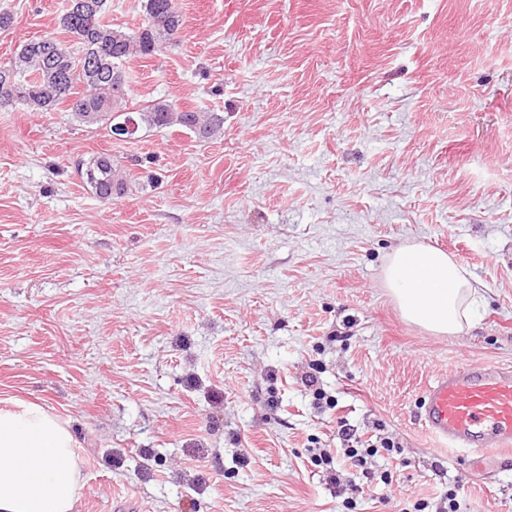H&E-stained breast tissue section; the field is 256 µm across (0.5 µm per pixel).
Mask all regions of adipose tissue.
<instances>
[{
    "label": "adipose tissue",
    "instance_id": "ef3b65f1",
    "mask_svg": "<svg viewBox=\"0 0 512 512\" xmlns=\"http://www.w3.org/2000/svg\"><path fill=\"white\" fill-rule=\"evenodd\" d=\"M384 282L408 323L441 335L470 323L479 295L454 256L423 245L397 247ZM81 480L66 423L37 403L0 406V512H72Z\"/></svg>",
    "mask_w": 512,
    "mask_h": 512
}]
</instances>
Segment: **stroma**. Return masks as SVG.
I'll return each mask as SVG.
<instances>
[{
	"mask_svg": "<svg viewBox=\"0 0 512 512\" xmlns=\"http://www.w3.org/2000/svg\"><path fill=\"white\" fill-rule=\"evenodd\" d=\"M175 6L180 43L129 61L127 105L217 113L221 137L0 108V401L68 425L74 512H346L311 461L340 417L400 445L356 512L458 474L463 512H512V456L454 460L419 418L457 360L512 365V0ZM64 7L0 0V62L63 37ZM102 153L128 174L108 207L76 169ZM403 243L469 272L472 326L401 317Z\"/></svg>",
	"mask_w": 512,
	"mask_h": 512,
	"instance_id": "35a3bbf8",
	"label": "stroma"
}]
</instances>
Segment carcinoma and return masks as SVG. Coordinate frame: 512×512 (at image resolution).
<instances>
[{
	"instance_id": "cac0c4a2",
	"label": "carcinoma",
	"mask_w": 512,
	"mask_h": 512,
	"mask_svg": "<svg viewBox=\"0 0 512 512\" xmlns=\"http://www.w3.org/2000/svg\"><path fill=\"white\" fill-rule=\"evenodd\" d=\"M93 2L95 8L89 12L62 14L60 25L70 42L52 36L32 39L0 63V107L21 105L45 112L65 103L81 122L112 128L125 107L129 74L124 63L177 44L183 21L174 0H144L145 22L133 30L112 23L108 0ZM138 116L149 128L179 125L204 139L224 125V117L216 113L178 111L163 102ZM80 174L99 198L127 193L128 183L108 154L90 158Z\"/></svg>"
}]
</instances>
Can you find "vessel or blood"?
I'll list each match as a JSON object with an SVG mask.
<instances>
[{"mask_svg":"<svg viewBox=\"0 0 512 512\" xmlns=\"http://www.w3.org/2000/svg\"><path fill=\"white\" fill-rule=\"evenodd\" d=\"M421 420L442 447L512 453V368L462 361L425 390Z\"/></svg>","mask_w":512,"mask_h":512,"instance_id":"1","label":"vessel or blood"}]
</instances>
